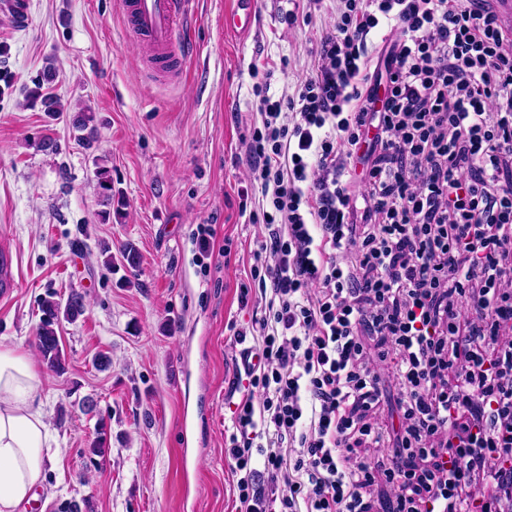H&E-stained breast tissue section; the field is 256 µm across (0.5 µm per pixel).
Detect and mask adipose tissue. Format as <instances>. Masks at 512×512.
Segmentation results:
<instances>
[{
	"mask_svg": "<svg viewBox=\"0 0 512 512\" xmlns=\"http://www.w3.org/2000/svg\"><path fill=\"white\" fill-rule=\"evenodd\" d=\"M29 355L0 348V512L35 499L55 439Z\"/></svg>",
	"mask_w": 512,
	"mask_h": 512,
	"instance_id": "1",
	"label": "adipose tissue"
}]
</instances>
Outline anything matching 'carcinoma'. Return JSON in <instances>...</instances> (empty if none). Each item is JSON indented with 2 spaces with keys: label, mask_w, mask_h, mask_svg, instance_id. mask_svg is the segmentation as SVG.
<instances>
[{
  "label": "carcinoma",
  "mask_w": 512,
  "mask_h": 512,
  "mask_svg": "<svg viewBox=\"0 0 512 512\" xmlns=\"http://www.w3.org/2000/svg\"><path fill=\"white\" fill-rule=\"evenodd\" d=\"M55 68L51 65L44 67L40 75L33 81V87L25 92L26 103L44 112L53 118L65 111L61 99L50 91L51 84L55 81ZM72 129L78 132L77 139L88 146L93 142L97 127L95 125L94 112L88 107L78 108L72 117ZM95 191L101 198L106 209L100 211L99 219L103 224L112 223V215H120L122 202L116 198L112 185L111 171L100 163H95ZM124 266L134 270L140 262V254L132 242L125 243L120 250ZM39 325L37 331V349L43 362L57 374L66 371V357L60 347L57 330L62 322H74L85 312L83 296L78 292H71L66 301L55 298L50 294L43 298L39 304ZM111 428L104 420H99L93 439L84 449V454L93 463H97L107 457L111 448Z\"/></svg>",
  "instance_id": "1"
}]
</instances>
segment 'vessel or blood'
Masks as SVG:
<instances>
[{
    "mask_svg": "<svg viewBox=\"0 0 512 512\" xmlns=\"http://www.w3.org/2000/svg\"><path fill=\"white\" fill-rule=\"evenodd\" d=\"M130 37L145 47L146 59L153 65L178 64L188 55L184 30L188 0H116ZM254 21V0H236L224 15V28L244 33ZM14 255L9 247L0 248V299H11L16 283L12 275Z\"/></svg>",
    "mask_w": 512,
    "mask_h": 512,
    "instance_id": "1",
    "label": "vessel or blood"
}]
</instances>
